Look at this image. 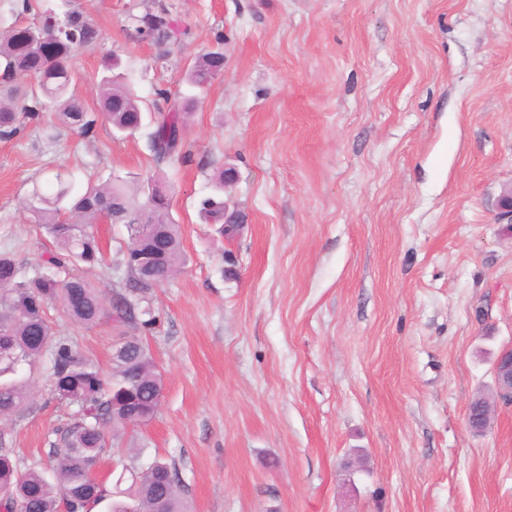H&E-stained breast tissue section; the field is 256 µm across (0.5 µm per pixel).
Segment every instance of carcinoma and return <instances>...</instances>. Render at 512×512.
Instances as JSON below:
<instances>
[{"label": "carcinoma", "instance_id": "1", "mask_svg": "<svg viewBox=\"0 0 512 512\" xmlns=\"http://www.w3.org/2000/svg\"><path fill=\"white\" fill-rule=\"evenodd\" d=\"M22 12L33 13L30 24L38 37L55 42L46 56L38 44L15 39L14 26L0 30V139L17 136L28 124L50 123L93 132L98 118L117 131L133 134L144 112L138 97L110 75L118 59L108 58L98 86L102 114L87 111L71 91V58L78 49L95 46L100 30L83 11L62 7L53 0H23ZM139 34L160 48L178 39L182 31L165 13L141 18ZM224 67V55L211 51L191 67L189 81L203 88ZM166 108L153 114L154 131L148 140L153 161L175 163L187 158L184 122L179 101L162 92ZM57 189L45 194L36 188L24 208L49 237L45 271L31 278L19 276L9 256L0 255V419L25 412L33 402L31 377L44 354H49L50 391L54 398L76 407L67 422L55 430L49 465L24 466L8 448H0V512L19 504L25 512H85L89 504L112 498L90 480L91 469L115 444L131 421L155 418L163 390V377L140 336H121L111 366L103 372L97 362L76 350L67 336H58L48 317L53 308L71 323L92 329L105 321L115 326L151 329L157 322L153 290L174 274L181 259L178 225L170 215L169 192L150 180L132 188L120 180L87 181L75 188L56 175ZM224 172L217 175L216 193L200 202L201 216L221 224L224 233ZM107 220L126 228L120 259L133 262L135 284L129 293L107 299L103 290L85 277L101 261L94 224ZM112 512H188L176 468L155 459L134 470L124 499L111 503Z\"/></svg>", "mask_w": 512, "mask_h": 512}]
</instances>
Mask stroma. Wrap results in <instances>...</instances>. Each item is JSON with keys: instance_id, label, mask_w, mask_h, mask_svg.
Listing matches in <instances>:
<instances>
[{"instance_id": "35a3bbf8", "label": "stroma", "mask_w": 512, "mask_h": 512, "mask_svg": "<svg viewBox=\"0 0 512 512\" xmlns=\"http://www.w3.org/2000/svg\"><path fill=\"white\" fill-rule=\"evenodd\" d=\"M100 29L71 60L98 109L105 57L144 112L190 100L185 162L156 167L144 120L123 136L29 126L0 140V253L21 276L48 242L22 203L56 172L167 186L183 264L156 288L143 332L164 377L158 415L126 428L101 472L125 491L133 461L175 465L193 512H512V405L494 362L512 347V0H76ZM185 36L159 51L139 19ZM225 55L204 89L187 73ZM245 217L238 240L201 218L221 166ZM88 276L124 290L121 224L94 226ZM232 261H225V254ZM109 370L119 328L56 322ZM0 420L39 465L71 409L51 394ZM493 399L488 428L471 401Z\"/></svg>"}]
</instances>
